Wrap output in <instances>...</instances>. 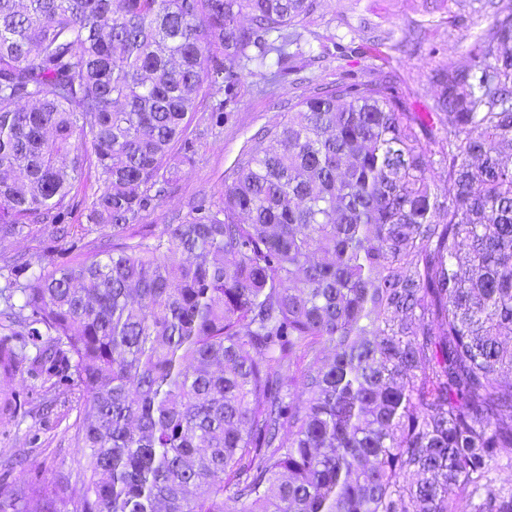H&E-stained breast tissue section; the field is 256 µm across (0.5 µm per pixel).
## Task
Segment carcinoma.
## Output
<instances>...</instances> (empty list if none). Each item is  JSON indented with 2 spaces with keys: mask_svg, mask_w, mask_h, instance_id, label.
<instances>
[{
  "mask_svg": "<svg viewBox=\"0 0 512 512\" xmlns=\"http://www.w3.org/2000/svg\"><path fill=\"white\" fill-rule=\"evenodd\" d=\"M485 6L428 111L326 87L159 226L317 0H0V242L73 255L0 266V372L78 396L71 466L0 512H512V0ZM47 243L44 238L35 230L25 237L11 238L0 246L2 260H12L21 257L30 256L45 248Z\"/></svg>",
  "mask_w": 512,
  "mask_h": 512,
  "instance_id": "1",
  "label": "carcinoma"
}]
</instances>
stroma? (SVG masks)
<instances>
[{
    "instance_id": "35a3bbf8",
    "label": "stroma",
    "mask_w": 512,
    "mask_h": 512,
    "mask_svg": "<svg viewBox=\"0 0 512 512\" xmlns=\"http://www.w3.org/2000/svg\"><path fill=\"white\" fill-rule=\"evenodd\" d=\"M489 21L480 0H321L300 39L302 82L289 77L266 83L256 65L246 66L233 118L220 137L195 143L193 166L185 168L177 192L151 212L149 223H177L200 197L218 199L243 147L322 85L390 75L413 108L426 110L437 93L432 69L467 63L474 26ZM371 40L372 50L366 47ZM433 46L434 56L428 53ZM0 388L18 397L13 405L0 399V459L15 462L0 476V492L8 493L71 464L77 455L72 441L77 409L66 393L46 391L24 370L0 378Z\"/></svg>"
}]
</instances>
